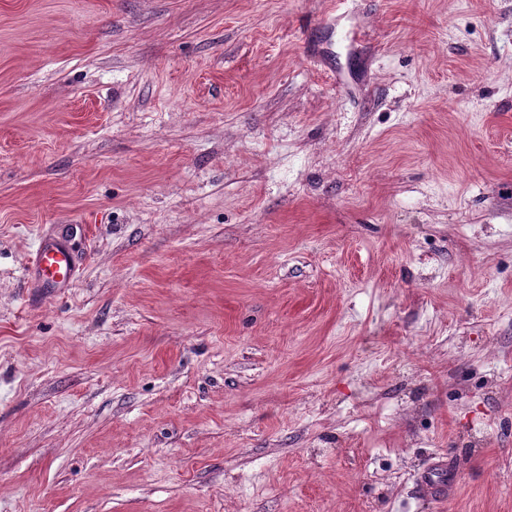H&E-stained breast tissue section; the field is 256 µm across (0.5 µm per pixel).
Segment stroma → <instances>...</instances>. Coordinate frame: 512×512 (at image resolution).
Returning a JSON list of instances; mask_svg holds the SVG:
<instances>
[{
	"label": "stroma",
	"mask_w": 512,
	"mask_h": 512,
	"mask_svg": "<svg viewBox=\"0 0 512 512\" xmlns=\"http://www.w3.org/2000/svg\"><path fill=\"white\" fill-rule=\"evenodd\" d=\"M0 512H512V0H0ZM31 288H63L75 276L74 257L68 240L62 236L40 237L26 266ZM455 476L448 472L444 464H436L431 470L425 473L423 483L425 488L432 494L444 496L446 486L454 483Z\"/></svg>",
	"instance_id": "stroma-1"
}]
</instances>
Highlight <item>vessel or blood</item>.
Wrapping results in <instances>:
<instances>
[{
    "label": "vessel or blood",
    "instance_id": "vessel-or-blood-1",
    "mask_svg": "<svg viewBox=\"0 0 512 512\" xmlns=\"http://www.w3.org/2000/svg\"><path fill=\"white\" fill-rule=\"evenodd\" d=\"M26 275L34 288H61L72 283L75 263L68 240L62 236L41 237L27 263ZM454 479V474L439 463L425 473L423 483L430 493L442 496Z\"/></svg>",
    "mask_w": 512,
    "mask_h": 512
}]
</instances>
